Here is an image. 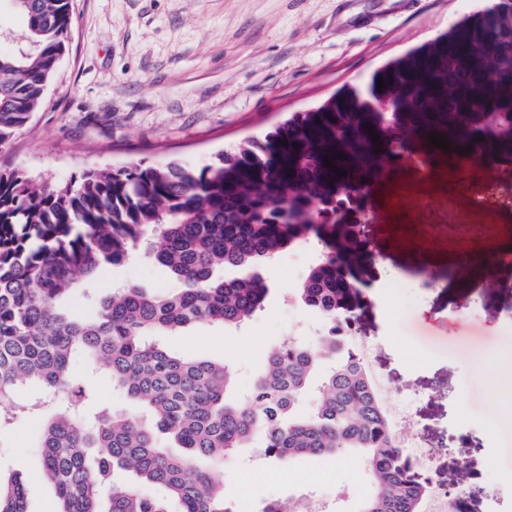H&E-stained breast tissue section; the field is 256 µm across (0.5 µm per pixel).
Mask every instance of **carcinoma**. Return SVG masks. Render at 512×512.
Here are the masks:
<instances>
[{
	"instance_id": "cac0c4a2",
	"label": "carcinoma",
	"mask_w": 512,
	"mask_h": 512,
	"mask_svg": "<svg viewBox=\"0 0 512 512\" xmlns=\"http://www.w3.org/2000/svg\"><path fill=\"white\" fill-rule=\"evenodd\" d=\"M10 2L28 26L13 51H0V150L45 105L70 51L74 10L73 0ZM432 133L449 148L430 143ZM419 150L450 165H512V0L201 167L136 162L55 185L0 168V412L23 417L66 395L41 436L60 512H167L168 500L180 512H240L203 462L258 439L276 463L360 455L374 493L356 512H425V487L406 465L371 374L339 335V324L360 319L373 266L346 204L367 199L388 168ZM308 240L322 255L295 294L321 313L325 331L312 343L288 338L272 347L249 395L235 396L230 365L166 346L164 337L201 323L247 324L269 294L259 266ZM137 254L182 288H118L88 318L63 306ZM76 353L105 367L156 427L134 415L83 421L89 394L70 369ZM25 382L44 390L30 405L16 401ZM158 429L182 453L160 447ZM117 468L134 481L112 484ZM141 484L163 497L142 494ZM0 512H28L19 477L0 478Z\"/></svg>"
}]
</instances>
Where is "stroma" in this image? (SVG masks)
<instances>
[{
	"label": "stroma",
	"mask_w": 512,
	"mask_h": 512,
	"mask_svg": "<svg viewBox=\"0 0 512 512\" xmlns=\"http://www.w3.org/2000/svg\"><path fill=\"white\" fill-rule=\"evenodd\" d=\"M488 0H74L71 50L0 167L48 184L82 171L132 162L202 166L295 112L447 32ZM374 257L360 315L362 338L383 342L375 370L391 390L417 393L412 425L433 451L434 481L459 491L464 512H512V491L496 476L512 469V273L498 287L468 258L512 253V206L486 173L466 174L461 190L444 169L420 177L409 165L387 171L370 197ZM320 248H289L259 272L265 308L246 326L200 324L167 344L174 352L223 361L249 392L268 350L291 334L306 341L320 317L294 290ZM123 285L174 293L180 283L154 261L136 259L92 281L98 297ZM72 372L93 393L83 413L137 412L108 372L82 355ZM48 413L0 426V475H19L29 512H58L43 474L39 441ZM210 472L242 512L314 488L336 491L340 512L368 495L361 460L300 458L277 467L236 457Z\"/></svg>",
	"instance_id": "35a3bbf8"
}]
</instances>
